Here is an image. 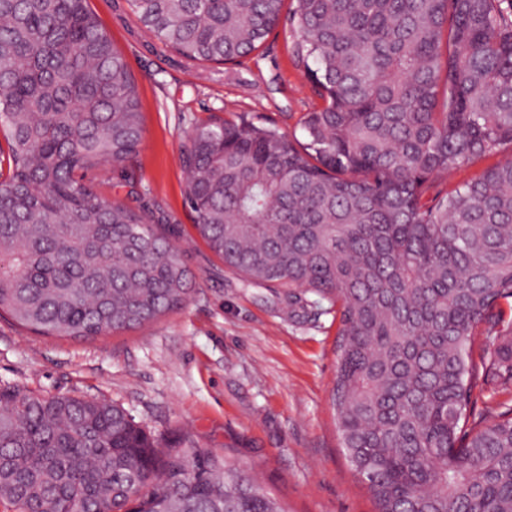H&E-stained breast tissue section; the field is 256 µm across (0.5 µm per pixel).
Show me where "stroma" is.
Here are the masks:
<instances>
[{"label":"stroma","mask_w":512,"mask_h":512,"mask_svg":"<svg viewBox=\"0 0 512 512\" xmlns=\"http://www.w3.org/2000/svg\"><path fill=\"white\" fill-rule=\"evenodd\" d=\"M138 88L145 136L113 200L145 209L191 272L187 301L140 328L94 339L43 336L0 316V382L121 405L161 443L190 434L248 471L286 512H376L342 449L331 407L339 320L297 289L247 285L199 236L181 152L211 117H245L304 138L322 101L292 55L289 20L238 63L202 65L146 33L127 0H88ZM512 391L483 381L469 424L498 419Z\"/></svg>","instance_id":"1"}]
</instances>
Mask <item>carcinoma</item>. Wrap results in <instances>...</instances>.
<instances>
[{"mask_svg":"<svg viewBox=\"0 0 512 512\" xmlns=\"http://www.w3.org/2000/svg\"><path fill=\"white\" fill-rule=\"evenodd\" d=\"M192 61L257 51L288 0H128ZM324 105L306 141L230 120L182 151L195 228L246 283L338 306L331 405L377 512H512V417L460 423L479 376L512 387V0H294ZM0 311L45 336L132 330L191 274L90 176L134 161L141 102L88 0H0ZM497 344L472 361L479 331ZM0 501L14 512H285L190 435L158 446L105 399L0 384ZM510 154L509 149L506 147L505 150L496 156L490 157L486 160L480 161L473 165L461 166L454 168L448 172V176L445 179L444 184L447 185L448 189L460 186L464 183L471 181L475 178L485 167L492 165L499 160L508 157Z\"/></svg>","mask_w":512,"mask_h":512,"instance_id":"1","label":"carcinoma"}]
</instances>
